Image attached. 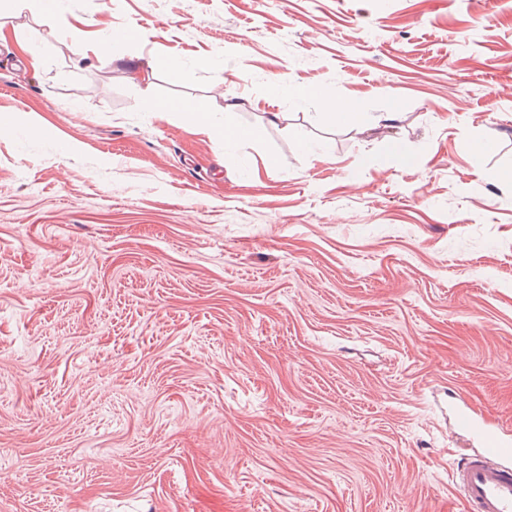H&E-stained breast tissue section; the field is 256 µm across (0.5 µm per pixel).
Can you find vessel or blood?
<instances>
[{
  "label": "vessel or blood",
  "instance_id": "obj_1",
  "mask_svg": "<svg viewBox=\"0 0 512 512\" xmlns=\"http://www.w3.org/2000/svg\"><path fill=\"white\" fill-rule=\"evenodd\" d=\"M460 429L476 433L481 451L453 473V481L470 506V512H512V443L488 431H477L470 414L458 417Z\"/></svg>",
  "mask_w": 512,
  "mask_h": 512
}]
</instances>
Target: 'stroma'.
<instances>
[{"label": "stroma", "instance_id": "1", "mask_svg": "<svg viewBox=\"0 0 512 512\" xmlns=\"http://www.w3.org/2000/svg\"><path fill=\"white\" fill-rule=\"evenodd\" d=\"M63 7L0 15V512H467L458 410L512 440V8ZM123 27L135 73L67 47ZM150 104L155 112L175 113L179 115L184 122L192 126L213 130L220 136L224 134V142L237 138L238 131L240 128H243L240 126H223L221 122L213 118L212 114L208 112L201 103L194 102L192 109L185 107L181 102L163 105L159 103V101L151 100Z\"/></svg>", "mask_w": 512, "mask_h": 512}]
</instances>
